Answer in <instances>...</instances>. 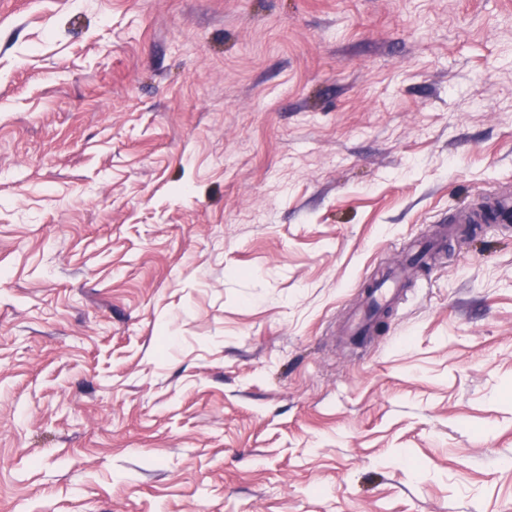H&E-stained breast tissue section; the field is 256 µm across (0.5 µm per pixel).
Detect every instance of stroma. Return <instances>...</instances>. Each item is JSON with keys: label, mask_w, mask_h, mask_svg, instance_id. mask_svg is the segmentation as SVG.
I'll list each match as a JSON object with an SVG mask.
<instances>
[{"label": "stroma", "mask_w": 512, "mask_h": 512, "mask_svg": "<svg viewBox=\"0 0 512 512\" xmlns=\"http://www.w3.org/2000/svg\"><path fill=\"white\" fill-rule=\"evenodd\" d=\"M512 0H0V512H512Z\"/></svg>", "instance_id": "stroma-1"}]
</instances>
